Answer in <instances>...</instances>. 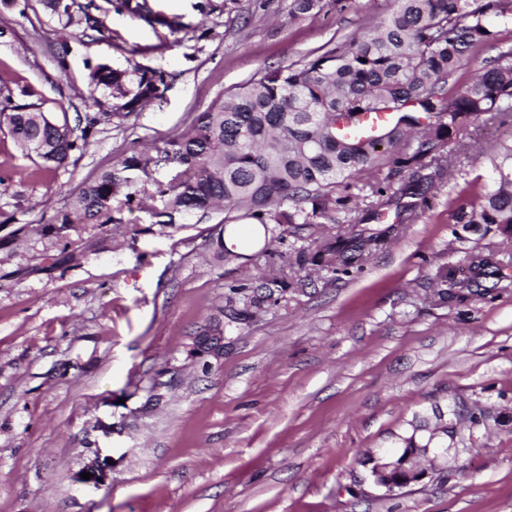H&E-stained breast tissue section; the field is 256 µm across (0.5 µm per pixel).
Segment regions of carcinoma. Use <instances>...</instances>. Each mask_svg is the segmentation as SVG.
<instances>
[{"mask_svg": "<svg viewBox=\"0 0 512 512\" xmlns=\"http://www.w3.org/2000/svg\"><path fill=\"white\" fill-rule=\"evenodd\" d=\"M321 0H289L288 14L302 17ZM58 19L83 14L86 29L105 36L112 12L125 13L154 27L176 33V16L153 11L149 0H48ZM512 26V0H390L387 13L362 37L327 44L302 61L265 69L224 99L199 113L191 126L164 147L134 152L78 192L74 206L46 225L49 233L73 223L120 224L135 198L147 194L161 165L174 175L161 191L165 223L200 224L220 207L228 216L211 237L218 265L244 254L224 240L226 225L239 219L260 226L269 252L286 224L312 226L335 221L348 209L350 196L337 191L346 180L366 174L372 194L384 196L378 175L385 150L395 171L410 172L411 195L426 194L447 171L448 142L462 127L485 114L512 127V52L500 53L471 81L456 89L448 81L470 61L472 51L497 40L498 27ZM90 84L103 93L92 97L98 116L117 119L163 97L166 73L149 66L131 70L100 63L91 68ZM368 112H384L387 120L369 135L352 130ZM28 158L46 170L63 166L83 150L89 138L73 137L61 122L38 104H20L11 94L0 96V127ZM412 152H407V149ZM492 175L477 194H459L454 221L467 226L490 224L512 238V140L491 159ZM395 207V219L411 220V205L388 198L367 206L365 220ZM361 229L353 239L337 236L318 245L314 259L327 268L349 264L351 252L384 243L392 232ZM242 304L233 319H252L250 307L272 298L273 291L241 287ZM424 423L411 424L401 447L390 457L388 475L378 473L379 458L369 457L372 484L389 495L387 483L418 478L427 456Z\"/></svg>", "mask_w": 512, "mask_h": 512, "instance_id": "cac0c4a2", "label": "carcinoma"}]
</instances>
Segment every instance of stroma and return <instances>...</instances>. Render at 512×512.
Segmentation results:
<instances>
[{
	"label": "stroma",
	"instance_id": "obj_1",
	"mask_svg": "<svg viewBox=\"0 0 512 512\" xmlns=\"http://www.w3.org/2000/svg\"><path fill=\"white\" fill-rule=\"evenodd\" d=\"M388 3L321 0L292 19L288 0H152L184 30L115 13L107 42L44 0H0V89L19 103L30 90L74 136L96 113L91 66L168 75L162 99L99 121L55 170L0 131L14 173L0 183V512H512V238L453 220L511 128L484 116L462 128L438 190L412 197L413 221L344 272L315 265V242L361 229V176L348 182L355 210L220 267V211L164 227L155 200L119 224L44 230L133 150L164 146L265 68L363 36ZM476 258L484 274L464 288ZM444 271L460 286L442 300ZM284 281L259 316L225 321L223 363L193 354L231 289ZM436 407L450 426L443 478L383 495L363 460ZM94 462L101 481L80 482Z\"/></svg>",
	"mask_w": 512,
	"mask_h": 512
}]
</instances>
